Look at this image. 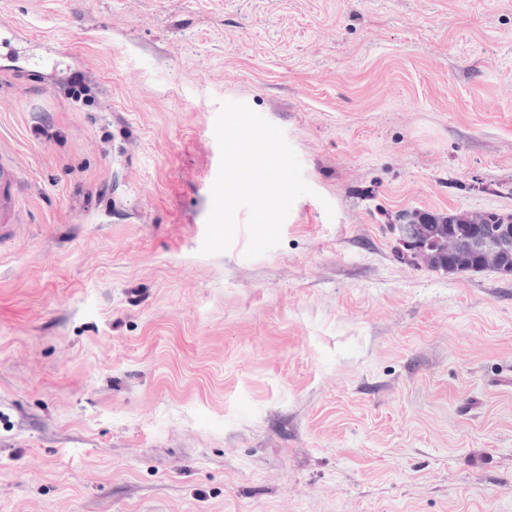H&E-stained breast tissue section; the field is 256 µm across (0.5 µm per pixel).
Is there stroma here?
Segmentation results:
<instances>
[{
	"mask_svg": "<svg viewBox=\"0 0 512 512\" xmlns=\"http://www.w3.org/2000/svg\"><path fill=\"white\" fill-rule=\"evenodd\" d=\"M0 512H512V0H0ZM312 192L201 254L222 102ZM23 187L22 172L0 154V224L27 223V213L22 208ZM488 224L490 242L506 240V248H490L472 240L474 222ZM402 222V223H401ZM399 233L410 238L405 247L412 258L444 267L448 272L481 269L492 266L498 271L512 272V215L494 212L449 215L436 218L421 213L403 215L399 219ZM399 224H395L396 227ZM449 246L453 247L449 249Z\"/></svg>",
	"mask_w": 512,
	"mask_h": 512,
	"instance_id": "stroma-1",
	"label": "stroma"
}]
</instances>
